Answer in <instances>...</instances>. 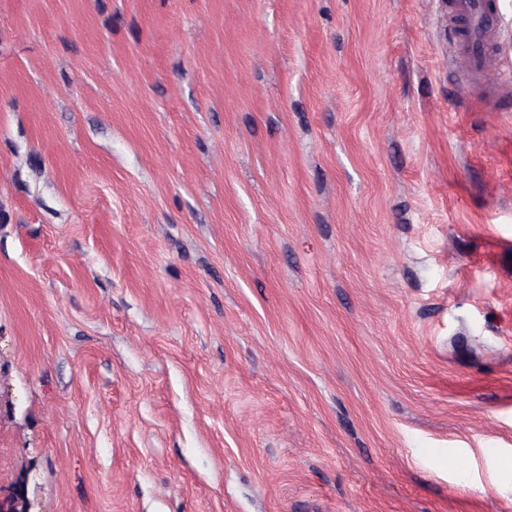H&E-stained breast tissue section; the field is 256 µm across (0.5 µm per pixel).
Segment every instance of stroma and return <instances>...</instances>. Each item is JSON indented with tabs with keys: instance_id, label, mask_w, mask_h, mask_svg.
<instances>
[{
	"instance_id": "obj_1",
	"label": "stroma",
	"mask_w": 512,
	"mask_h": 512,
	"mask_svg": "<svg viewBox=\"0 0 512 512\" xmlns=\"http://www.w3.org/2000/svg\"><path fill=\"white\" fill-rule=\"evenodd\" d=\"M512 512V97L444 0H0V491Z\"/></svg>"
}]
</instances>
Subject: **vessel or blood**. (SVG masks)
<instances>
[{"label": "vessel or blood", "instance_id": "obj_1", "mask_svg": "<svg viewBox=\"0 0 512 512\" xmlns=\"http://www.w3.org/2000/svg\"><path fill=\"white\" fill-rule=\"evenodd\" d=\"M448 26L456 30L451 66L457 75L497 86L505 75L488 72L489 51L497 41L498 21L491 0H448Z\"/></svg>", "mask_w": 512, "mask_h": 512}]
</instances>
